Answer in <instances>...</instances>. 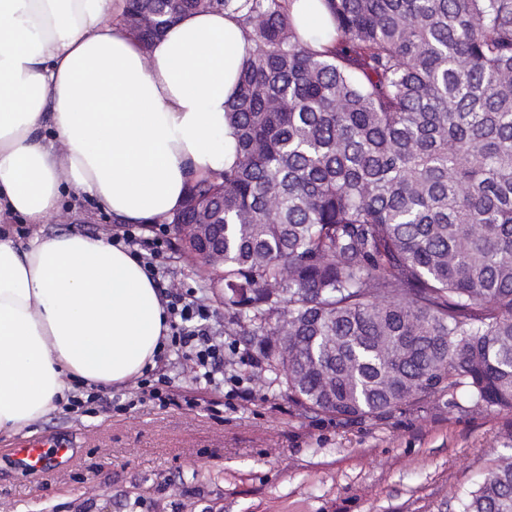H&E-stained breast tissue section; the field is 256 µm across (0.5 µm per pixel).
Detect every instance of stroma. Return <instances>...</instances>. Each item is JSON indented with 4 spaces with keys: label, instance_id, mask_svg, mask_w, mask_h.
<instances>
[{
    "label": "stroma",
    "instance_id": "35a3bbf8",
    "mask_svg": "<svg viewBox=\"0 0 512 512\" xmlns=\"http://www.w3.org/2000/svg\"><path fill=\"white\" fill-rule=\"evenodd\" d=\"M41 230L107 237L120 224L82 196ZM167 238L165 287L197 288L236 350L223 390L198 393L183 361L165 388L174 402L138 400L132 380L96 389L91 414L57 406L0 438V512H458L456 494L512 461V410L474 405L462 387L381 420L301 411L258 381L256 346L182 257L175 229ZM48 435L76 460L28 476L9 450Z\"/></svg>",
    "mask_w": 512,
    "mask_h": 512
}]
</instances>
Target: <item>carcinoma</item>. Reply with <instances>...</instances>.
<instances>
[{
  "label": "carcinoma",
  "instance_id": "1",
  "mask_svg": "<svg viewBox=\"0 0 512 512\" xmlns=\"http://www.w3.org/2000/svg\"><path fill=\"white\" fill-rule=\"evenodd\" d=\"M126 0L148 48L181 16H239L249 47L226 118L237 159L193 180L178 224L224 225L214 271L306 412L385 419L464 387L512 409V0ZM512 512V462L458 499ZM318 2L319 0H294L292 14L307 41L314 45H330L335 34L329 24L321 26L316 22L315 10L323 12V8Z\"/></svg>",
  "mask_w": 512,
  "mask_h": 512
}]
</instances>
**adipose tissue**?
<instances>
[{
    "label": "adipose tissue",
    "mask_w": 512,
    "mask_h": 512,
    "mask_svg": "<svg viewBox=\"0 0 512 512\" xmlns=\"http://www.w3.org/2000/svg\"><path fill=\"white\" fill-rule=\"evenodd\" d=\"M125 0H0V436L47 416L74 384L154 368L166 308L139 258L48 223L64 189L124 224L179 211L192 179L236 161L225 104L248 34L221 12L183 16L150 50ZM113 23H106V16Z\"/></svg>",
    "instance_id": "1"
}]
</instances>
